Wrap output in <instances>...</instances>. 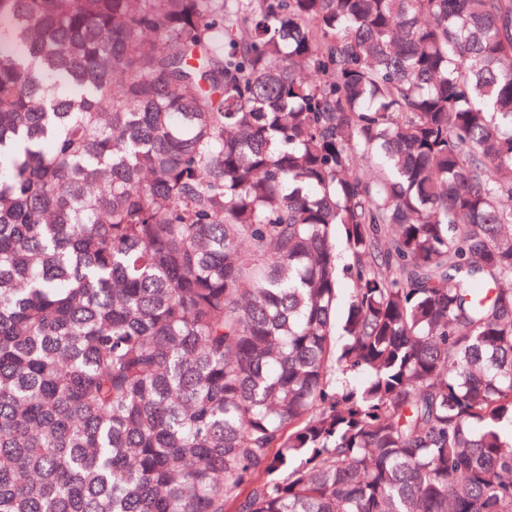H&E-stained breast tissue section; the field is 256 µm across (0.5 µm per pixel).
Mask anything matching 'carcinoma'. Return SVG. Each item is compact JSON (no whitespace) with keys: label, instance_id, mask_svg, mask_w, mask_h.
Returning <instances> with one entry per match:
<instances>
[{"label":"carcinoma","instance_id":"obj_1","mask_svg":"<svg viewBox=\"0 0 512 512\" xmlns=\"http://www.w3.org/2000/svg\"><path fill=\"white\" fill-rule=\"evenodd\" d=\"M0 26V512H512V0Z\"/></svg>","mask_w":512,"mask_h":512}]
</instances>
